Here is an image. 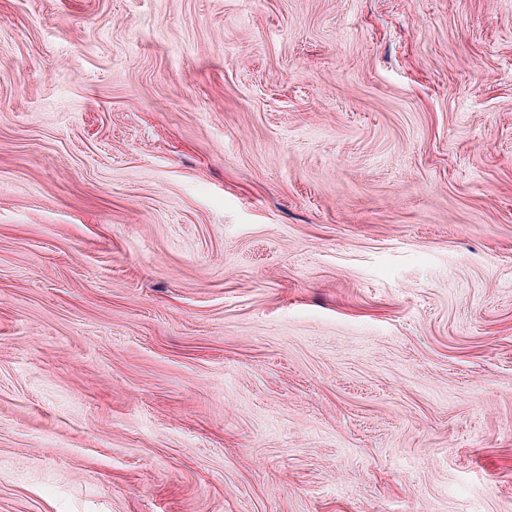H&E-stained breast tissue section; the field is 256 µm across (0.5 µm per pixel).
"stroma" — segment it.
I'll return each instance as SVG.
<instances>
[{
  "label": "stroma",
  "mask_w": 512,
  "mask_h": 512,
  "mask_svg": "<svg viewBox=\"0 0 512 512\" xmlns=\"http://www.w3.org/2000/svg\"><path fill=\"white\" fill-rule=\"evenodd\" d=\"M0 512H512V0H0Z\"/></svg>",
  "instance_id": "stroma-1"
}]
</instances>
